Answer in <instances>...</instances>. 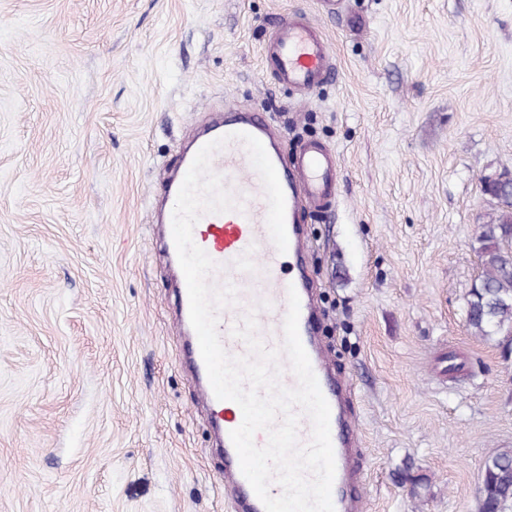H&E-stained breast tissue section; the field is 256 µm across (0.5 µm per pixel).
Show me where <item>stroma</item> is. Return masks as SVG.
Segmentation results:
<instances>
[{
    "instance_id": "1",
    "label": "stroma",
    "mask_w": 512,
    "mask_h": 512,
    "mask_svg": "<svg viewBox=\"0 0 512 512\" xmlns=\"http://www.w3.org/2000/svg\"><path fill=\"white\" fill-rule=\"evenodd\" d=\"M299 16L336 62L307 95L264 57ZM233 107L337 155L301 223L365 512H479L512 449V357L465 318L478 181L512 170V0H0V512H232L152 207Z\"/></svg>"
}]
</instances>
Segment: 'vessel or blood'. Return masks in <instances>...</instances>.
<instances>
[{"label":"vessel or blood","instance_id":"obj_1","mask_svg":"<svg viewBox=\"0 0 512 512\" xmlns=\"http://www.w3.org/2000/svg\"><path fill=\"white\" fill-rule=\"evenodd\" d=\"M270 73L278 83L301 92H309L335 73L329 46L318 25L310 20L288 19L280 22L274 37L264 49ZM261 141L272 161L284 192L285 224L288 236L286 252H278L267 227L268 203L258 172L251 164L242 135ZM277 131L263 112L234 109L213 121L193 136L189 149L177 160L175 178L162 186L163 247L170 264L178 256L172 234V216L178 191L197 152L207 143L225 139L214 153L211 169L223 178L225 188L241 207L223 213L203 214L193 228V240L216 263L209 280L213 285L232 283L238 291L237 305L219 312L218 332L225 350L233 356L247 354L246 343L232 336L233 326L248 312H255L256 335L267 346L280 347L287 312V291L295 289L300 299L299 335L309 356L322 394L330 406V436L335 457L332 501L335 512H361L358 496L347 491L354 475L353 446L357 424L348 418L344 407L343 385L334 376L325 352L315 334V309L311 291L303 275L286 278V263L303 262L301 212L324 211L336 194V155L313 142L301 143L292 162H285L277 148ZM177 325L185 341L183 357L191 369L198 394L205 404L211 428L220 441L224 456V486L237 512H265L261 500L243 476L230 433L243 421L238 404L217 399L209 382L197 335L190 323L186 282L176 288Z\"/></svg>","mask_w":512,"mask_h":512}]
</instances>
